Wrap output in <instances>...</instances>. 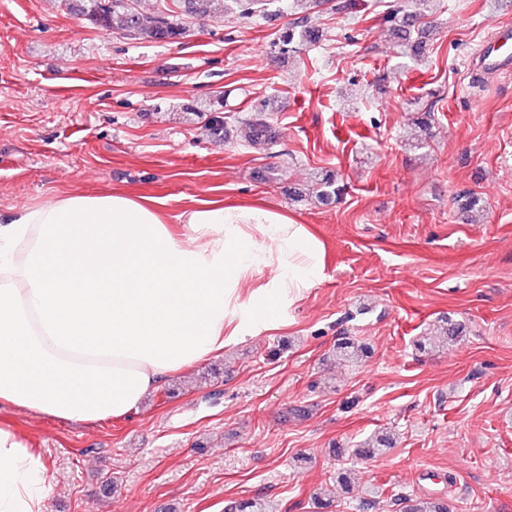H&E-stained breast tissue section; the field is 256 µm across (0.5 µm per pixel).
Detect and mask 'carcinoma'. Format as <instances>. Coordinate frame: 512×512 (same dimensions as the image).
Listing matches in <instances>:
<instances>
[{"label":"carcinoma","mask_w":512,"mask_h":512,"mask_svg":"<svg viewBox=\"0 0 512 512\" xmlns=\"http://www.w3.org/2000/svg\"><path fill=\"white\" fill-rule=\"evenodd\" d=\"M183 3L184 12L199 17L216 14L212 9L215 0H177ZM239 8V15L243 18L252 16H267L271 14L276 0H234ZM72 10L76 15L82 16L93 25L104 31L117 28L124 37L134 40L146 39L149 41L176 43L183 38L184 26L181 19L163 12L152 18L141 16L132 9L127 0H71ZM322 32L319 28L308 23L288 29L278 38L275 47L278 52L286 54L299 45L316 43L320 41ZM187 112L202 114L209 113L206 129L213 138L223 139L228 130L224 125V117L218 115L215 105L207 102H196L184 107ZM269 105L264 104L255 108L256 115L248 119L249 128L256 133L250 138L251 143L269 144L272 136L270 117L267 116ZM339 187L336 180L324 177L316 182L315 196L321 202H329L336 197ZM465 333V325L445 318L436 328L435 339L446 346L457 343ZM367 347L351 336H342L336 340V356L347 362H358L366 354ZM393 448V439L387 435H375L364 443L357 445L353 455L359 458H374L384 455ZM393 505L399 507V512H452L451 505L445 498H411L396 495L392 498ZM229 512H274L273 504L264 497L246 499L230 506Z\"/></svg>","instance_id":"obj_1"}]
</instances>
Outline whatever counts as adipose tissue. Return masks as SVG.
<instances>
[{"label":"adipose tissue","mask_w":512,"mask_h":512,"mask_svg":"<svg viewBox=\"0 0 512 512\" xmlns=\"http://www.w3.org/2000/svg\"><path fill=\"white\" fill-rule=\"evenodd\" d=\"M64 194L0 215V404L84 424L130 414L168 374L278 328L322 279L307 225L204 201ZM38 456L0 428V512H43Z\"/></svg>","instance_id":"obj_1"}]
</instances>
